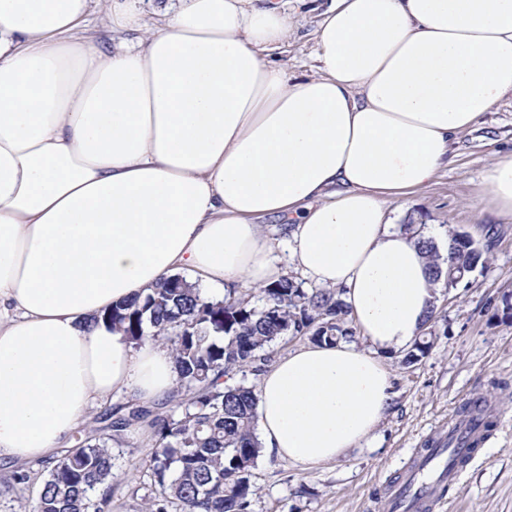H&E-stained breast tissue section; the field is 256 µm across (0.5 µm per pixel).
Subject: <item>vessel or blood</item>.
<instances>
[{"mask_svg":"<svg viewBox=\"0 0 512 512\" xmlns=\"http://www.w3.org/2000/svg\"><path fill=\"white\" fill-rule=\"evenodd\" d=\"M459 433L474 440V447L464 449V460L454 464L432 455L430 449L418 448L412 453L410 463L386 482L387 499L384 512H431L440 494L435 481L426 477L428 471L442 473L444 481H461L467 464L477 455L478 446L484 445L485 429L480 420L456 419Z\"/></svg>","mask_w":512,"mask_h":512,"instance_id":"vessel-or-blood-1","label":"vessel or blood"}]
</instances>
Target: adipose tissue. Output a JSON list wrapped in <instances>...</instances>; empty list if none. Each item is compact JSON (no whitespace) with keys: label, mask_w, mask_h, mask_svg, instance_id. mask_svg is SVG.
<instances>
[{"label":"adipose tissue","mask_w":512,"mask_h":512,"mask_svg":"<svg viewBox=\"0 0 512 512\" xmlns=\"http://www.w3.org/2000/svg\"><path fill=\"white\" fill-rule=\"evenodd\" d=\"M96 1L119 41L88 36ZM159 14L0 0V463L51 458L95 398L174 390L169 350L87 319L174 274L220 300L289 265L341 292L369 347L281 357L260 379L258 437L305 467L337 460L393 405L382 354L436 309L421 235L387 205L430 185L512 95V0H330L312 75L269 58L292 27L276 0ZM483 182L512 216V156Z\"/></svg>","instance_id":"adipose-tissue-1"}]
</instances>
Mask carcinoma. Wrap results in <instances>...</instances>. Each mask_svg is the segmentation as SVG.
Segmentation results:
<instances>
[{
	"mask_svg": "<svg viewBox=\"0 0 512 512\" xmlns=\"http://www.w3.org/2000/svg\"><path fill=\"white\" fill-rule=\"evenodd\" d=\"M448 236L447 257L430 239L424 248L433 281L452 287L488 263L496 232L487 229L481 244L466 232L452 229ZM347 316L339 292L309 291L288 275L217 301L202 298L181 275L164 279L92 322L111 323L136 345L166 344L177 372L172 396L155 406L128 401L104 410L40 471L23 464L1 478L0 492L37 480L35 500L20 503V512H111L113 449L135 447L131 430L145 423L155 436L154 490L139 512H249L252 471L263 451L255 433L257 386L224 378L260 375L270 348L287 335L317 343L353 335ZM433 344V336L422 334L401 364L418 361Z\"/></svg>",
	"mask_w": 512,
	"mask_h": 512,
	"instance_id": "obj_1",
	"label": "carcinoma"
}]
</instances>
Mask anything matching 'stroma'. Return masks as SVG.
<instances>
[{
  "label": "stroma",
  "instance_id": "stroma-1",
  "mask_svg": "<svg viewBox=\"0 0 512 512\" xmlns=\"http://www.w3.org/2000/svg\"><path fill=\"white\" fill-rule=\"evenodd\" d=\"M292 16L287 44L274 59L288 72L315 71L318 13L297 14L294 0H281ZM512 153V98L486 113L481 124L460 138L448 171L407 202H390L399 227L429 231L443 244L448 230L481 239L494 226L498 237L485 266L452 289H439V316L430 351L404 367L399 354L383 363L394 378L396 396L374 434L344 457L304 468L261 455L253 471L256 494L250 512H382L385 482L403 468L428 435L447 429L466 401L485 394L497 423L484 450L467 468L436 512H512V321L496 312L512 302V217L489 204L484 193L486 165ZM134 454L117 461L112 512H133L131 492L148 480L151 433L134 432Z\"/></svg>",
  "mask_w": 512,
  "mask_h": 512
}]
</instances>
